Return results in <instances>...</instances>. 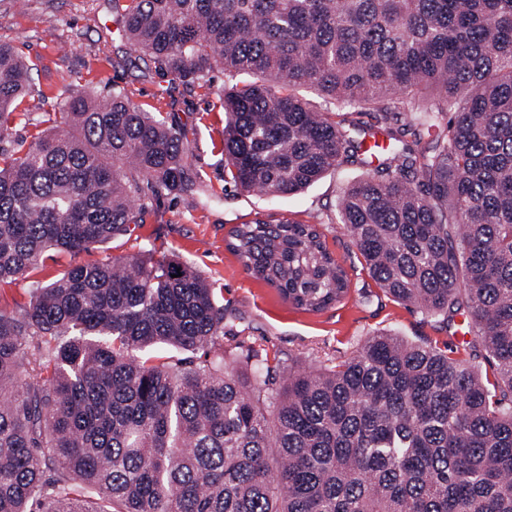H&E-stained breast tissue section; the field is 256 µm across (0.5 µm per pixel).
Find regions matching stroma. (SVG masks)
Returning a JSON list of instances; mask_svg holds the SVG:
<instances>
[{
  "label": "stroma",
  "mask_w": 512,
  "mask_h": 512,
  "mask_svg": "<svg viewBox=\"0 0 512 512\" xmlns=\"http://www.w3.org/2000/svg\"><path fill=\"white\" fill-rule=\"evenodd\" d=\"M0 42L11 45L32 66L30 83L40 107L28 122L12 127L16 139L46 130L49 114L72 94L120 91L142 111L184 132L196 175L190 192L146 195L144 223L127 235L93 246L77 256L46 257L39 268L0 283V309L26 302L33 285L55 280L77 262L93 263L138 254L155 262L176 259L218 288L226 309L225 347L238 373L250 370L249 351L302 359L307 367L335 366L352 357L378 332H394L455 358L468 355L473 338L469 315L446 329L419 311L386 295L363 269L352 240L336 222L339 197L359 165L328 172L304 191L272 197L241 191L224 169L225 114L219 98L225 86L248 75L214 68L201 81L185 84L160 65L132 52L112 0H0ZM263 221L319 223L326 246L348 272L350 287L335 304L309 312L247 271L229 249L232 229Z\"/></svg>",
  "instance_id": "stroma-1"
}]
</instances>
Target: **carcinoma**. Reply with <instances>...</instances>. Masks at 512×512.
Here are the masks:
<instances>
[{"instance_id":"obj_1","label":"carcinoma","mask_w":512,"mask_h":512,"mask_svg":"<svg viewBox=\"0 0 512 512\" xmlns=\"http://www.w3.org/2000/svg\"><path fill=\"white\" fill-rule=\"evenodd\" d=\"M112 8L134 50L182 82L217 65L253 75L222 98L244 191L296 194L364 162L361 131L385 136L339 223L384 292L448 326L467 312L484 353L385 332L323 370L255 352L242 378L218 342L224 305L190 266L77 263L0 309V512H512V0ZM29 74L0 43V282L127 234L146 188L194 186L185 136L123 93L68 97L62 137L10 139ZM231 238L307 311L348 288L316 222ZM155 347L204 359L134 356Z\"/></svg>"}]
</instances>
